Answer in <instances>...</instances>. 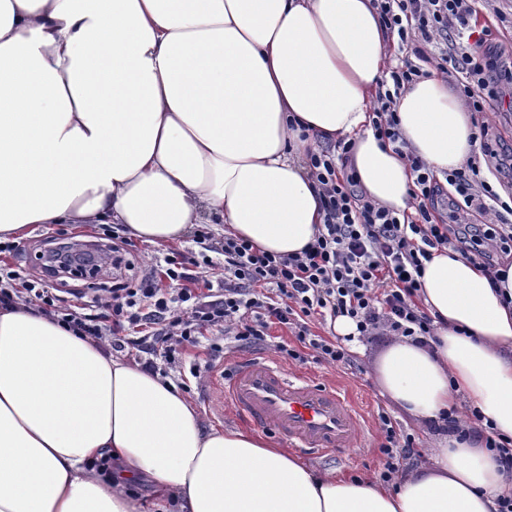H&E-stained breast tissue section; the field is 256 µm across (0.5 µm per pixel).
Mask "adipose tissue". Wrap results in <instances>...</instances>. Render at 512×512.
I'll use <instances>...</instances> for the list:
<instances>
[{
	"label": "adipose tissue",
	"instance_id": "adipose-tissue-1",
	"mask_svg": "<svg viewBox=\"0 0 512 512\" xmlns=\"http://www.w3.org/2000/svg\"><path fill=\"white\" fill-rule=\"evenodd\" d=\"M396 44L374 0H0V241L121 224L175 245L217 223L299 252L324 221L302 127L352 140L346 170L365 198L411 212L407 158L372 124ZM396 110L435 173L475 154L447 79H418ZM501 271L491 285L449 248L425 262L435 339L398 338L374 368L416 424L460 397L512 438V264ZM427 456L389 483L317 471L255 432L204 427L170 379L56 318L0 305V512H493L512 493L476 441L442 438Z\"/></svg>",
	"mask_w": 512,
	"mask_h": 512
}]
</instances>
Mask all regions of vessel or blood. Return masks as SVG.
I'll list each match as a JSON object with an SVG mask.
<instances>
[{
    "instance_id": "1",
    "label": "vessel or blood",
    "mask_w": 512,
    "mask_h": 512,
    "mask_svg": "<svg viewBox=\"0 0 512 512\" xmlns=\"http://www.w3.org/2000/svg\"><path fill=\"white\" fill-rule=\"evenodd\" d=\"M224 399L246 422L274 429L291 447L321 454L364 444L366 432L349 397L287 375L267 359H253L224 385Z\"/></svg>"
}]
</instances>
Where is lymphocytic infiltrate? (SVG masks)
<instances>
[{"instance_id":"lymphocytic-infiltrate-1","label":"lymphocytic infiltrate","mask_w":512,"mask_h":512,"mask_svg":"<svg viewBox=\"0 0 512 512\" xmlns=\"http://www.w3.org/2000/svg\"><path fill=\"white\" fill-rule=\"evenodd\" d=\"M476 0H376L380 18L409 48L411 58L391 68V86L379 90L373 127L379 139L402 142L395 104L400 92L423 74V64L456 74V88L470 110L485 114L512 101V67L485 36L463 43L476 14ZM481 153L460 169L438 178L418 156H409L415 175L414 218L400 220L392 211L363 198L352 177L342 172L351 142L338 140L308 152L305 165L321 188L324 222L314 241L302 251L275 255L242 238L217 240L198 234L208 256H165L148 266L137 285L119 282L110 296L97 297L75 310L48 288L49 279L65 266L69 244L57 243L40 276L20 279L18 272L0 283V304L14 300L45 314L59 316L76 335L108 344L113 351L132 350L147 372L159 362L172 365L190 347L207 346L212 358L225 342L239 348H264L272 325L288 329L294 344L281 343L285 360L314 359L329 365H352L353 356L339 340L311 332L310 318L347 317L360 338L405 336L419 343L433 336L431 317L419 306L420 278L432 249L452 248L477 262L490 282L499 280L493 253L512 254V201L501 198L482 174L483 160H495L500 173L512 178V153H497L488 142L489 124L478 126ZM452 186L455 198L447 216L435 205ZM489 217L487 226L467 222L469 214ZM224 258V279L202 276L197 264L213 267L214 255ZM472 433L492 452L500 470L512 476V438L497 433L480 411H473ZM378 420L385 441L382 476L392 479L400 462L419 456L413 435L398 432L386 413Z\"/></svg>"}]
</instances>
